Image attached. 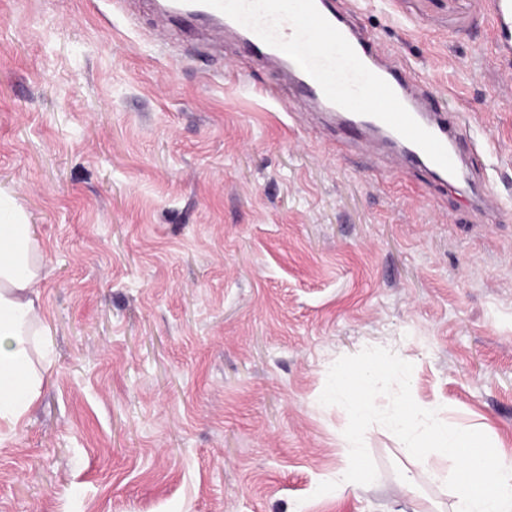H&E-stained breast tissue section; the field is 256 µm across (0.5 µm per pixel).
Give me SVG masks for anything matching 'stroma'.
Segmentation results:
<instances>
[{
    "label": "stroma",
    "instance_id": "obj_1",
    "mask_svg": "<svg viewBox=\"0 0 512 512\" xmlns=\"http://www.w3.org/2000/svg\"><path fill=\"white\" fill-rule=\"evenodd\" d=\"M484 147L473 188L336 155L284 68L153 0H0V191L33 225L52 357L0 437V512H453L380 425L378 477L316 495L341 356L382 346L420 401L512 459V74L488 0H336Z\"/></svg>",
    "mask_w": 512,
    "mask_h": 512
}]
</instances>
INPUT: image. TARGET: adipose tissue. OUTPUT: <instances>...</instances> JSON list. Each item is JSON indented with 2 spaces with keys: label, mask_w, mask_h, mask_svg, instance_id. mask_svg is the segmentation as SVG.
Here are the masks:
<instances>
[{
  "label": "adipose tissue",
  "mask_w": 512,
  "mask_h": 512,
  "mask_svg": "<svg viewBox=\"0 0 512 512\" xmlns=\"http://www.w3.org/2000/svg\"><path fill=\"white\" fill-rule=\"evenodd\" d=\"M0 199V432L14 431L36 404L49 364L38 286L46 256L32 225Z\"/></svg>",
  "instance_id": "1"
}]
</instances>
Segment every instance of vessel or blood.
Segmentation results:
<instances>
[{
    "instance_id": "vessel-or-blood-1",
    "label": "vessel or blood",
    "mask_w": 512,
    "mask_h": 512,
    "mask_svg": "<svg viewBox=\"0 0 512 512\" xmlns=\"http://www.w3.org/2000/svg\"><path fill=\"white\" fill-rule=\"evenodd\" d=\"M319 12L336 27L348 40L359 59L373 73L384 79L396 93L411 115L429 132L435 135L448 151L455 167L454 175L463 178L475 176L474 168L465 167L467 156L480 152L473 137H462V121L449 120L447 113L439 111L434 105V95L423 84L407 74L404 67L398 66L383 50L377 47L373 39L365 37L350 21L340 17L333 5V0H315ZM170 12L186 15L204 16L217 22L223 30H232L239 34L242 44L258 59L279 63L285 54L281 50L266 45L252 30L242 26L219 10L200 4L199 0H172ZM492 18V40L497 53L503 59L512 58V0H489ZM295 100L317 106L327 113L340 115L343 128L361 134V150L367 151L371 143L367 132L381 134L391 144L399 147L400 170L420 167L432 174L434 180H447V171L435 164L416 144L406 140L381 120L355 114L339 108L324 95L319 84L305 71L296 70L291 80Z\"/></svg>"
}]
</instances>
